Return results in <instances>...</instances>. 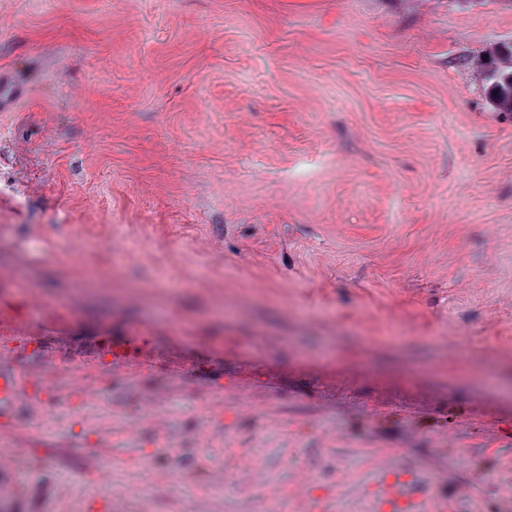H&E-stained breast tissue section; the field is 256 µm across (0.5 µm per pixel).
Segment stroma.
<instances>
[{
	"mask_svg": "<svg viewBox=\"0 0 512 512\" xmlns=\"http://www.w3.org/2000/svg\"><path fill=\"white\" fill-rule=\"evenodd\" d=\"M503 45L512 0H0V444L46 425L0 512H512ZM500 56H508L512 59V48L499 50L484 62L488 78L491 81L490 98L498 109L512 112V68L510 70L501 68ZM391 482L386 484L385 496L392 506V510L396 511H412V506L405 498L404 487L405 478L402 474H393Z\"/></svg>",
	"mask_w": 512,
	"mask_h": 512,
	"instance_id": "stroma-1",
	"label": "stroma"
}]
</instances>
